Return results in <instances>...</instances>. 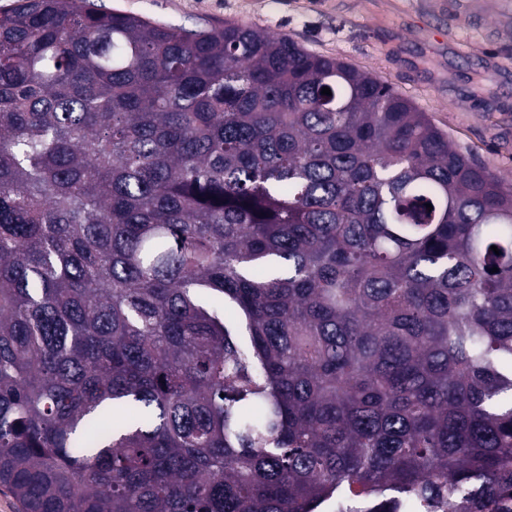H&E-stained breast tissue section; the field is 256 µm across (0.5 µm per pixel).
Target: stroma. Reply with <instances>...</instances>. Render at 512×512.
Returning a JSON list of instances; mask_svg holds the SVG:
<instances>
[{"label": "stroma", "mask_w": 512, "mask_h": 512, "mask_svg": "<svg viewBox=\"0 0 512 512\" xmlns=\"http://www.w3.org/2000/svg\"><path fill=\"white\" fill-rule=\"evenodd\" d=\"M195 28L285 35L391 85L464 153L512 180V0H97Z\"/></svg>", "instance_id": "obj_1"}]
</instances>
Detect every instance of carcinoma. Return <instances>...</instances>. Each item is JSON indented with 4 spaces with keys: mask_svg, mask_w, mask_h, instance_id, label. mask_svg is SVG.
<instances>
[{
    "mask_svg": "<svg viewBox=\"0 0 512 512\" xmlns=\"http://www.w3.org/2000/svg\"><path fill=\"white\" fill-rule=\"evenodd\" d=\"M0 487L22 512H512V183L286 37L18 0Z\"/></svg>",
    "mask_w": 512,
    "mask_h": 512,
    "instance_id": "carcinoma-1",
    "label": "carcinoma"
}]
</instances>
